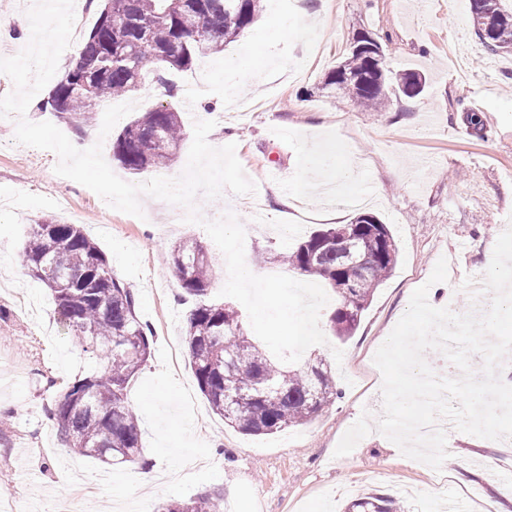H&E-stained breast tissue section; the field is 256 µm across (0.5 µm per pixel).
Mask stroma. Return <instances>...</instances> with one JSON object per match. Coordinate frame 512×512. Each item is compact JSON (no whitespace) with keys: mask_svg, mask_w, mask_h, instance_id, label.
Returning <instances> with one entry per match:
<instances>
[{"mask_svg":"<svg viewBox=\"0 0 512 512\" xmlns=\"http://www.w3.org/2000/svg\"><path fill=\"white\" fill-rule=\"evenodd\" d=\"M34 0H0V57L30 39L27 9ZM298 0L296 29L279 32L280 9L259 20L223 53L198 60L167 83L146 76L129 94L137 111L170 103L186 129L211 120L212 146L235 144L255 184H287L289 206L259 195L222 191L197 195L204 218L234 212L245 232V258L256 274L299 278V271L260 261L329 223L330 206L303 193L310 175L304 156L312 140L336 147L340 162L359 167L356 192L374 186L361 209L389 224L398 246L391 276L375 291L354 336L315 346L340 392L310 423L280 433L247 435L225 425L201 394L183 339L196 305L172 273L176 243L192 237L210 253L214 270L206 295L219 302L225 258L205 229L184 223V207L144 195L143 217L112 209L90 189L55 173L54 152L15 142V121L0 118V498L18 512H154L158 502L190 500L220 491L224 512H342L352 491L399 495L408 512H512V443L449 428L450 454L441 470L403 456L380 433L335 456L343 434L362 412L382 413V376L373 358L406 312L413 291L447 258L448 297L458 313L471 306L470 289L485 273L491 247L512 218V53L489 54L476 37L469 5L456 0ZM384 49L391 74L416 70L427 85L398 96L386 110L362 108L323 90L359 33ZM250 60L243 84L222 96L227 64ZM199 86L186 100L188 85ZM479 101L473 110L471 101ZM467 131L457 138L455 128ZM348 205L344 220L357 209ZM54 215L81 225L114 273L137 298L153 331L152 354L132 382L129 402L142 428L138 463L110 466L63 448L50 409L75 377L102 368L57 321L49 290L22 263L30 221ZM466 454V483L454 478L455 454ZM163 482L138 486L143 468Z\"/></svg>","mask_w":512,"mask_h":512,"instance_id":"stroma-1","label":"stroma"}]
</instances>
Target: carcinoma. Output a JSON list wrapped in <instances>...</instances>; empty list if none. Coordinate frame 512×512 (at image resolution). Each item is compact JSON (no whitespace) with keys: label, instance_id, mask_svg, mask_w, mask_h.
<instances>
[{"label":"carcinoma","instance_id":"cac0c4a2","mask_svg":"<svg viewBox=\"0 0 512 512\" xmlns=\"http://www.w3.org/2000/svg\"><path fill=\"white\" fill-rule=\"evenodd\" d=\"M88 39L69 62L63 79L41 101L75 127L91 122L97 103L135 89L159 66L164 73L190 69L206 55L224 51L259 18L263 0H106ZM475 35L496 54L512 50V6L507 0H470ZM207 30L206 48L195 34ZM144 39L160 54L154 61L124 60L119 50ZM382 45L363 37L328 73L324 86L364 107L381 109L389 98L423 91L415 73L387 77ZM185 135L180 113L160 103L128 123L112 141V157L138 175L167 166ZM353 217L297 242L277 256L283 264L335 288L339 297L327 326L339 340L352 336L375 290L397 263L398 248L388 225L369 214ZM30 275L51 292L59 323L83 350L101 358L105 369L70 382L50 410L62 446L110 465L131 463L142 454L138 417L127 388L151 356V329L137 312L136 297L118 279L98 244L76 224L43 218L32 225L23 251ZM173 270L181 288L202 301L184 329L188 359L198 388L224 423L249 435H273L314 419L338 397L336 379L321 357L296 366L272 360L243 328L238 311L208 304L212 259L194 239L174 248ZM348 281L351 288L340 284ZM157 512H224V495L171 500ZM345 512H405L397 497L365 493Z\"/></svg>","mask_w":512,"mask_h":512}]
</instances>
